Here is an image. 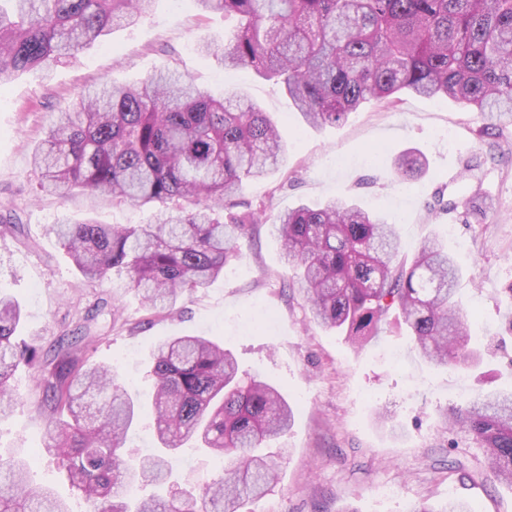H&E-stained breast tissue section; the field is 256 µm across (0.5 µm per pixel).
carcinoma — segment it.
<instances>
[{
    "label": "carcinoma",
    "mask_w": 512,
    "mask_h": 512,
    "mask_svg": "<svg viewBox=\"0 0 512 512\" xmlns=\"http://www.w3.org/2000/svg\"><path fill=\"white\" fill-rule=\"evenodd\" d=\"M153 0H0V85L19 72L47 69L62 56L136 23ZM198 10L237 19L222 44L201 51L280 84L313 126L338 125L364 104L388 107L399 95L445 97L512 122V0H194ZM276 123L248 100L216 97L181 73L160 69L137 85L105 82L57 113L33 154L46 193L74 189L119 203L158 205L148 224L94 220L51 225L85 279L126 274L156 314L208 287L242 256L255 211L224 213L247 180L278 168ZM399 179L425 173L418 149L394 158ZM293 284L314 321L364 346L394 312L417 354L436 366H471L470 333L456 300L461 270L435 239L412 260L398 259L395 224L356 203L300 204L274 222ZM20 305L0 294V417L19 398L9 380L20 365L37 372L48 421L38 449L65 462L91 512H238L278 479L287 449L262 446L288 431L293 410L271 384L244 381L224 346L184 334L153 352L149 412L157 451L131 458L125 439L143 405L107 365L80 362L83 337L51 354L16 341ZM484 449L494 477L512 486V387L481 394L443 413ZM186 444L227 459L197 497L128 499L140 485L161 486ZM30 464L0 456V512H71ZM415 512H474L459 500Z\"/></svg>",
    "instance_id": "cac0c4a2"
}]
</instances>
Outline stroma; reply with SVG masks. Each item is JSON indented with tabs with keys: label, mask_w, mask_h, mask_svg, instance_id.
<instances>
[{
	"label": "stroma",
	"mask_w": 512,
	"mask_h": 512,
	"mask_svg": "<svg viewBox=\"0 0 512 512\" xmlns=\"http://www.w3.org/2000/svg\"><path fill=\"white\" fill-rule=\"evenodd\" d=\"M237 25L220 14L201 15L192 0H156L153 12L106 40L0 87V207L20 222L0 223V292L19 300L25 318L18 336L53 349L60 334L94 322L88 362L112 367L131 391L151 390L152 353L185 333L222 342L241 372L277 386L294 409L283 443L291 454L266 497L239 512H414L420 504L463 499L474 512H512V488L500 484L482 451L445 409L476 393L512 385V124H491L457 102L403 94L392 108L371 102L341 126L314 127L284 89L248 68H227L198 53L200 41L217 44ZM169 67L215 95H239L277 121L286 146L278 172L246 181L238 210L259 209L260 224L209 287L184 295L173 315L147 311L125 275L100 283L75 269L49 225L93 218L104 224H146L156 205L113 203L74 190L45 194L32 153L52 114L85 88L109 80L133 84ZM448 129L454 143L440 140ZM421 150L425 175L400 182L396 154ZM479 194L489 208L466 217L445 211L442 198ZM332 197L354 200L397 226L400 257H412L429 238L444 240L461 267L457 293L472 321L478 366L437 367L415 352L397 320L360 349L345 335L315 323L302 297L288 287L294 272L281 257L271 225L283 211ZM400 355L398 362L389 352ZM37 374L18 369L10 381L22 402L0 419V455L31 461L34 484L88 507L59 459L41 454L47 422L33 410ZM223 468L215 456L184 449L171 477L175 486L200 489ZM394 496H384V488Z\"/></svg>",
	"instance_id": "stroma-1"
}]
</instances>
